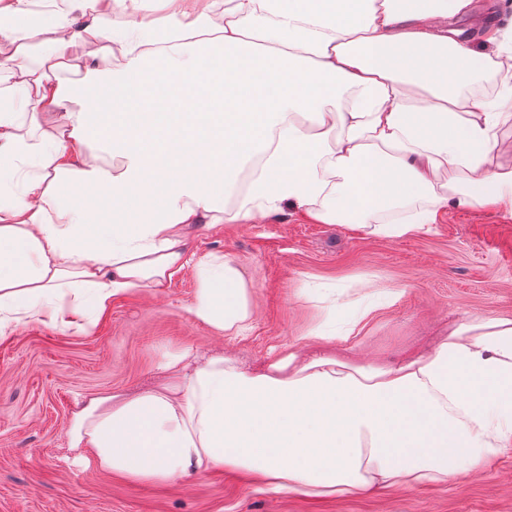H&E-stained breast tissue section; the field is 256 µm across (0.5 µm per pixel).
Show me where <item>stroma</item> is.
Listing matches in <instances>:
<instances>
[{"mask_svg":"<svg viewBox=\"0 0 512 512\" xmlns=\"http://www.w3.org/2000/svg\"><path fill=\"white\" fill-rule=\"evenodd\" d=\"M196 254H229L256 309L243 336H222L191 313L193 269L161 295L113 300L85 331L35 321L0 339V512H512V456L474 477L359 499L274 492L223 472L142 484L78 464L70 416L84 396L143 388L158 362L223 350L246 368L272 351L312 348L311 332L340 333L355 305L357 353L380 364L424 351L475 317L512 318V213L448 209L430 231L390 239L283 214L196 235ZM397 292L372 304L364 282Z\"/></svg>","mask_w":512,"mask_h":512,"instance_id":"35a3bbf8","label":"stroma"}]
</instances>
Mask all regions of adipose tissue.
I'll return each mask as SVG.
<instances>
[{
  "mask_svg": "<svg viewBox=\"0 0 512 512\" xmlns=\"http://www.w3.org/2000/svg\"><path fill=\"white\" fill-rule=\"evenodd\" d=\"M34 4L0 0V338L34 320L87 329L113 298L162 293L189 266L193 316L242 335L249 284L231 256L195 255L193 227L288 210L401 238L451 208L512 211V161L498 159L512 123V21L495 20L507 0ZM478 79L497 94L471 92ZM444 169L460 181L441 182ZM409 199L405 219L379 223ZM311 338L318 355L253 371L220 351L170 357L167 381L80 402L70 449L141 483L224 471L347 498L512 454V319H469L393 366Z\"/></svg>",
  "mask_w": 512,
  "mask_h": 512,
  "instance_id": "1",
  "label": "adipose tissue"
}]
</instances>
